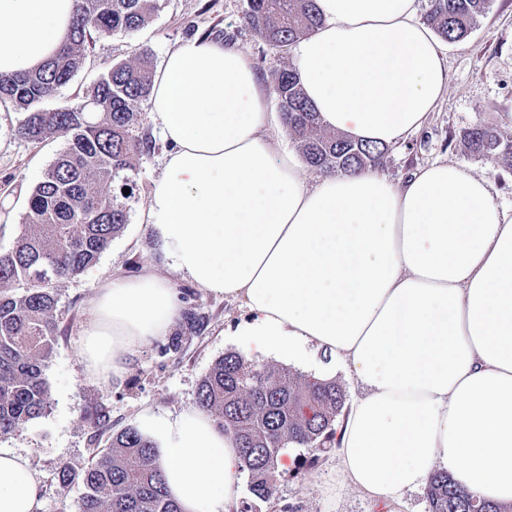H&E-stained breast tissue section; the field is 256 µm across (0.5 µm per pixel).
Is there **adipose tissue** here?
Masks as SVG:
<instances>
[{"label":"adipose tissue","mask_w":512,"mask_h":512,"mask_svg":"<svg viewBox=\"0 0 512 512\" xmlns=\"http://www.w3.org/2000/svg\"><path fill=\"white\" fill-rule=\"evenodd\" d=\"M322 24L292 61L323 124L403 143L427 122L448 70L416 0H317ZM74 0H0V75L41 66L69 31ZM151 114L169 149L145 222L171 269L241 300V349L305 363L329 353L360 388L339 424L342 470L398 502L436 471L512 502V211L489 179L436 162L401 184L366 171L308 185L282 149L252 63L194 37L153 76ZM181 308L153 271L108 278L90 299L80 354L122 375ZM181 512H229L240 487L230 433L206 412L146 414ZM27 458L0 451V512H38Z\"/></svg>","instance_id":"obj_1"}]
</instances>
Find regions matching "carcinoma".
<instances>
[{
	"label": "carcinoma",
	"mask_w": 512,
	"mask_h": 512,
	"mask_svg": "<svg viewBox=\"0 0 512 512\" xmlns=\"http://www.w3.org/2000/svg\"><path fill=\"white\" fill-rule=\"evenodd\" d=\"M158 0H75L67 41L40 68L0 76V101L23 112L18 131L40 144L57 134L66 147L28 199L14 246L0 252V437L41 417L49 407L45 372L58 341L57 283L95 265L128 223L114 186L133 188L136 167L154 150L139 131V103L152 88L149 54L141 50L107 68L81 102L45 108L85 63L91 33L107 36L144 27ZM489 0H431L427 22L446 41L467 36ZM245 24L268 47L285 54L322 22L316 0H247ZM272 89L288 136L311 167L324 174L358 173L381 165L386 148L326 130L305 98L296 70L277 71ZM472 155L512 167V140L479 124L462 137ZM346 394L331 379H315L273 365H252L236 352L217 359L202 378L198 407L240 448L248 496L237 512H257L280 478L279 455L290 446L311 451V464L337 444ZM92 458L80 472L65 468L63 486L86 489L79 512H179L157 464L158 448L133 427L112 432L105 407L90 417ZM109 446L99 447L104 435ZM429 512H512V502L480 499L445 471L427 488Z\"/></svg>",
	"instance_id": "carcinoma-1"
}]
</instances>
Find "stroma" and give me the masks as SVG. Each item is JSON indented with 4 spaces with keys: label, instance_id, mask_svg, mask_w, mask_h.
Returning <instances> with one entry per match:
<instances>
[{
    "label": "stroma",
    "instance_id": "1",
    "mask_svg": "<svg viewBox=\"0 0 512 512\" xmlns=\"http://www.w3.org/2000/svg\"><path fill=\"white\" fill-rule=\"evenodd\" d=\"M246 0H158L150 22L137 32H116L88 46L86 61L69 83L62 86L53 105L74 104L101 74L115 63L129 60L135 48L147 49L152 67H160L166 53L180 41L209 32H221L225 45L248 55L264 83L291 58L270 50L245 25ZM448 69V88L426 125L404 143L389 147L380 171L401 182L416 167L448 161L488 177L496 202L512 209V168L494 164L465 151L464 131L489 124L512 138V0H489L486 14L465 38L441 41ZM140 128L155 135V149L139 160L133 193L126 201L129 219L98 262L57 285L56 314L60 334L46 378L50 404L42 417L0 438V451L27 457L42 488L40 512H79L83 487L60 486V470L81 471L91 460L89 414L105 406L114 430L139 427L143 410L172 416L196 407L199 384L213 363L237 351L234 330L249 316L241 302L214 295L180 278L169 266L143 214L153 181L162 171L167 150L158 138L149 101L139 106ZM21 113L0 104V251L10 250L19 234L31 190L65 146L53 136L34 144L17 133ZM171 281L183 310L203 319L200 330L187 322L176 328L182 347L176 355L162 354L164 338L143 345L122 378L101 381L89 377L80 355V325L88 301L108 277L133 278L145 267ZM300 449L282 454V477L271 503L262 512H428L425 492L409 491L401 503L386 505L370 499L348 484L337 452H330L308 468H300Z\"/></svg>",
    "mask_w": 512,
    "mask_h": 512
}]
</instances>
